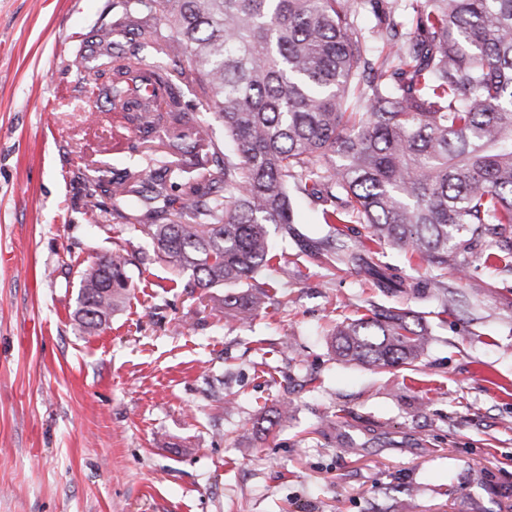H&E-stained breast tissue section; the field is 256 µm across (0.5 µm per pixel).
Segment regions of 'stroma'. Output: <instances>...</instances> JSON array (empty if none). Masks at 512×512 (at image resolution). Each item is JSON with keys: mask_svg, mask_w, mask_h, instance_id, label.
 Wrapping results in <instances>:
<instances>
[{"mask_svg": "<svg viewBox=\"0 0 512 512\" xmlns=\"http://www.w3.org/2000/svg\"><path fill=\"white\" fill-rule=\"evenodd\" d=\"M112 2L0 0V512H512V271L469 255L447 313L291 242L242 325L86 213L89 170L138 141L72 64ZM118 246L130 299L78 334L81 272ZM381 306L422 317L419 362L339 360L332 327Z\"/></svg>", "mask_w": 512, "mask_h": 512, "instance_id": "1", "label": "stroma"}]
</instances>
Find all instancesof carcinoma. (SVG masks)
<instances>
[{"mask_svg": "<svg viewBox=\"0 0 512 512\" xmlns=\"http://www.w3.org/2000/svg\"><path fill=\"white\" fill-rule=\"evenodd\" d=\"M372 2L123 0L117 25L175 67L135 68L111 26L76 50L145 146L91 179L87 212L107 226L140 209L161 259L198 288H234L224 313L241 324L272 300L254 280L278 262L274 233L330 267L366 269L384 294L420 284L371 264L374 244L439 270L494 246L486 259L511 268L512 0H408L406 31L377 13L366 37L352 5ZM186 92L224 141L185 112ZM294 193L322 202L325 236L293 233ZM352 223L366 234L339 238ZM132 264L115 249L82 271L79 334L123 306ZM332 340L340 359L383 369L414 363L431 337L406 312L372 310Z\"/></svg>", "mask_w": 512, "mask_h": 512, "instance_id": "cac0c4a2", "label": "carcinoma"}]
</instances>
